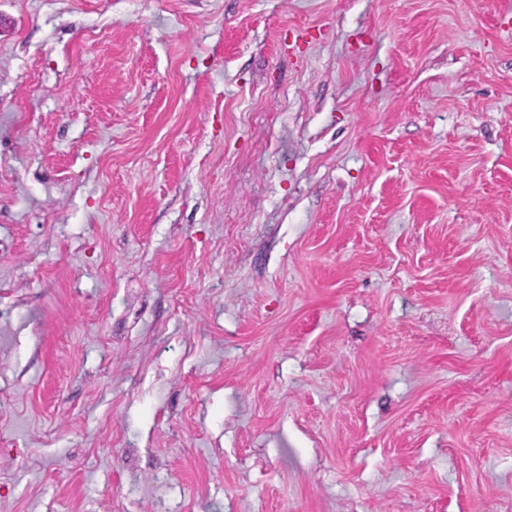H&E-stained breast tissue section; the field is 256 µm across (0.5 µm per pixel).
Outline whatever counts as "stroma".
I'll return each instance as SVG.
<instances>
[{
    "label": "stroma",
    "mask_w": 512,
    "mask_h": 512,
    "mask_svg": "<svg viewBox=\"0 0 512 512\" xmlns=\"http://www.w3.org/2000/svg\"><path fill=\"white\" fill-rule=\"evenodd\" d=\"M0 512H512V0H0Z\"/></svg>",
    "instance_id": "stroma-1"
}]
</instances>
